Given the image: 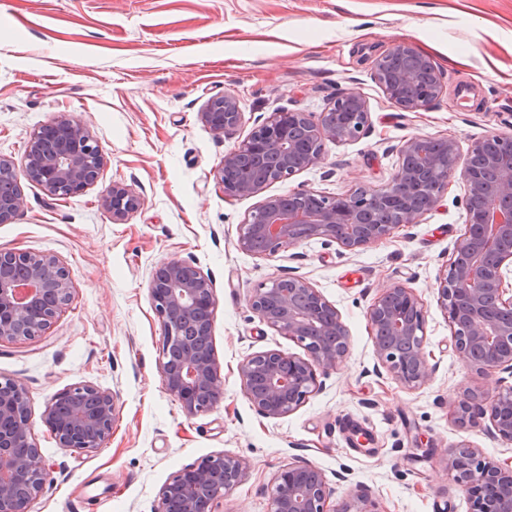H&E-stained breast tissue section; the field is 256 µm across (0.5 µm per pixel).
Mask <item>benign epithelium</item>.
I'll return each mask as SVG.
<instances>
[{"label": "benign epithelium", "mask_w": 512, "mask_h": 512, "mask_svg": "<svg viewBox=\"0 0 512 512\" xmlns=\"http://www.w3.org/2000/svg\"><path fill=\"white\" fill-rule=\"evenodd\" d=\"M374 78L387 100L403 112L425 110L443 93L435 60L402 42L379 55ZM202 122L215 134L241 122L237 97L211 99ZM370 112L355 91L336 95L319 116L281 108L256 125L224 154L214 176L233 197H255L277 182L321 162L325 143L366 134ZM512 154V134L492 133L474 141L463 166L458 144L448 138L413 137L400 147V164L390 181L346 195L300 189L262 199L240 224V250L267 258L284 244L321 237L355 251L417 224L440 202L448 178L459 173L466 187L467 219L437 279L436 302L446 316L454 348L477 371L512 374V165L498 168L494 151ZM103 157L89 127L61 117L30 137L24 163L0 156V223L24 210L20 178L48 195L69 198L93 185ZM143 199L121 184L103 195L120 223ZM72 295L69 272L56 256L0 251V342L42 335ZM149 296L163 329L159 375L165 390L193 417L224 398V378L212 339L216 299L211 279L191 261L174 258L156 268ZM249 305L263 322L301 344L306 356L281 350L256 352L239 364L244 395L265 418L298 410L318 392L319 375L336 370L350 349L339 312L306 279L284 274L254 289ZM426 310L413 289L394 283L367 311L378 361L408 388L433 373L424 351ZM112 392L90 384L56 393L42 422L66 450L103 447L112 434ZM456 421L467 426L488 418L490 430L512 442V385L492 394L468 393L458 400ZM446 469L473 497L474 512H512V467L480 458L462 443L448 455ZM249 462L224 452L177 472L161 489L159 512H215L216 502L248 477ZM48 476L34 442L32 413L23 386L0 382V512H30ZM330 484L321 469L299 461L277 471L271 512H371L367 499L356 510L329 507Z\"/></svg>", "instance_id": "benign-epithelium-1"}]
</instances>
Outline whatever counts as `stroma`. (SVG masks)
<instances>
[{
	"mask_svg": "<svg viewBox=\"0 0 512 512\" xmlns=\"http://www.w3.org/2000/svg\"><path fill=\"white\" fill-rule=\"evenodd\" d=\"M405 41L445 74L441 99L425 111L396 109L373 76L375 58ZM348 90L367 102V134L327 143L319 164L270 193L380 187L409 138L448 137L464 154L505 131L512 0H0V154L22 162L32 132L65 116L88 125L105 158L97 182L65 200L21 181L25 208L0 223V251L53 254L74 287L44 335L0 343V382L24 387L49 470L30 512H157L176 472L223 452L244 457L250 472L215 512H270L274 475L299 461L324 472L333 508L364 495L372 512H473L445 467L448 454L466 440L483 458L512 462V443L454 420L463 393L512 385V374L479 373L455 351L436 303L467 219L458 177L419 223L352 252L321 238L268 258L238 247L239 226L260 199L225 196L214 177L225 153L271 112L317 114ZM226 92L238 98L242 121L218 136L200 114ZM115 183L143 199L119 224L102 203ZM174 258L209 276L217 300L212 336L224 398L191 418L162 386V329L148 292L153 271ZM289 271L336 307L351 346L303 406L271 419L245 397L238 366L255 352L303 354L249 306L254 288ZM396 282L426 309L435 371L417 388L374 370L367 310ZM78 384L116 396L112 434L92 451L59 448L40 419L57 392Z\"/></svg>",
	"mask_w": 512,
	"mask_h": 512,
	"instance_id": "stroma-1",
	"label": "stroma"
}]
</instances>
